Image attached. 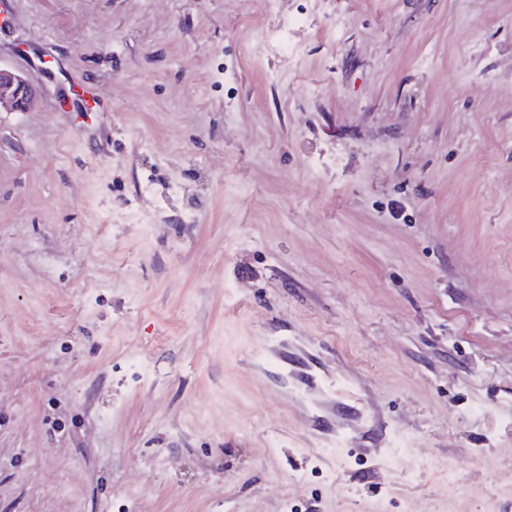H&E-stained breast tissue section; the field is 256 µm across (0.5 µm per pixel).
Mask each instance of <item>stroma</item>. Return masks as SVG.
<instances>
[{"instance_id": "35a3bbf8", "label": "stroma", "mask_w": 512, "mask_h": 512, "mask_svg": "<svg viewBox=\"0 0 512 512\" xmlns=\"http://www.w3.org/2000/svg\"><path fill=\"white\" fill-rule=\"evenodd\" d=\"M258 2L13 0L0 512H512V0ZM38 93L39 89L25 76L0 66V112H24ZM71 85L77 86L81 94L78 98L70 99L68 102H60V112H89L90 101L97 103L95 88L85 77L78 72H70L66 77Z\"/></svg>"}]
</instances>
